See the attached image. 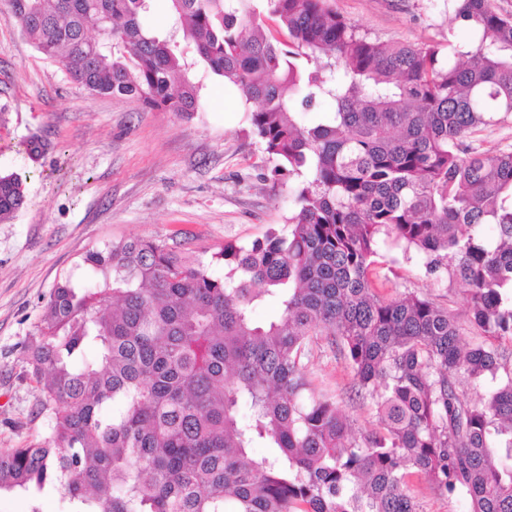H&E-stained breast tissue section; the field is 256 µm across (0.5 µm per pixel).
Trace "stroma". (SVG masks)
Returning <instances> with one entry per match:
<instances>
[{"instance_id":"35a3bbf8","label":"stroma","mask_w":512,"mask_h":512,"mask_svg":"<svg viewBox=\"0 0 512 512\" xmlns=\"http://www.w3.org/2000/svg\"><path fill=\"white\" fill-rule=\"evenodd\" d=\"M369 36L414 45L466 40L453 30L446 0H330ZM199 109L192 117L119 97L89 94L46 58L6 16L0 0V174L26 175L27 202L0 222V452L47 434L39 385L23 355L39 334L57 282L82 285L84 255L105 244L155 239L223 276L225 244L248 247L283 229L296 205L295 176L250 129L248 104L202 67L193 70ZM50 147L31 159V136ZM380 296L412 290L454 313L469 330L467 296L447 276L426 274L413 253L391 246ZM316 394L333 398L355 437L379 428L370 401L356 396L353 371L329 337H314L307 364ZM53 488L1 492L0 512H67Z\"/></svg>"}]
</instances>
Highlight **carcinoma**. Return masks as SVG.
I'll use <instances>...</instances> for the list:
<instances>
[{
  "mask_svg": "<svg viewBox=\"0 0 512 512\" xmlns=\"http://www.w3.org/2000/svg\"><path fill=\"white\" fill-rule=\"evenodd\" d=\"M15 2L8 18L90 94L189 115L191 68L222 78L298 182L286 228L224 245L222 278L134 239L86 254L88 286L56 285L26 348L49 434L0 453V491L57 486L69 512H420L417 475L467 512H512V149L471 143L512 113V20L493 0H451L468 40L420 47L328 0H166L163 32L142 25L152 0ZM25 203L0 175V221ZM387 240L465 287L472 345L433 299L376 293ZM267 301L281 313L259 324ZM315 336L376 407L361 442L312 393Z\"/></svg>",
  "mask_w": 512,
  "mask_h": 512,
  "instance_id": "carcinoma-1",
  "label": "carcinoma"
}]
</instances>
